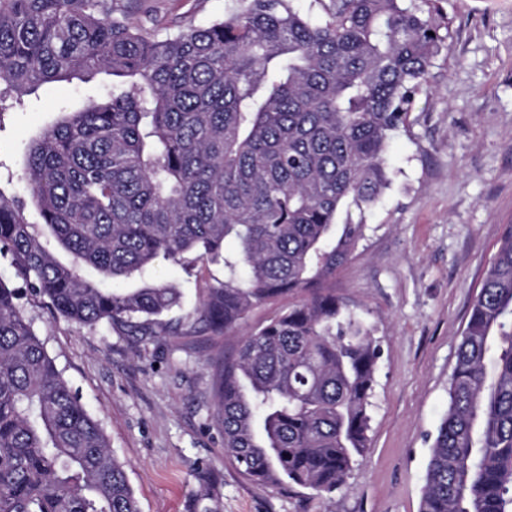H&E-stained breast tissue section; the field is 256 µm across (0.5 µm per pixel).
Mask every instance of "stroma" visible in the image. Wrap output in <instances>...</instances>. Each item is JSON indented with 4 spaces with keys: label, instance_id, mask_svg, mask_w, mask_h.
<instances>
[{
    "label": "stroma",
    "instance_id": "obj_1",
    "mask_svg": "<svg viewBox=\"0 0 512 512\" xmlns=\"http://www.w3.org/2000/svg\"><path fill=\"white\" fill-rule=\"evenodd\" d=\"M118 14L162 39L223 19L232 0H112ZM447 29L409 120L392 132V183L373 206L342 210L364 224L349 260L326 283L381 346L369 446L329 495L263 487L224 454L218 400L224 362L242 336L298 301L254 307L228 334L196 310L224 268L159 262L148 278L176 288L164 336H135L21 301L26 318L121 462L140 512H419L431 446L472 303L512 224V0H438ZM99 74L45 83L0 118V168L18 171L25 144L61 108L101 98Z\"/></svg>",
    "mask_w": 512,
    "mask_h": 512
}]
</instances>
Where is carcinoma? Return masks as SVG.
Instances as JSON below:
<instances>
[{"label":"carcinoma","instance_id":"cac0c4a2","mask_svg":"<svg viewBox=\"0 0 512 512\" xmlns=\"http://www.w3.org/2000/svg\"><path fill=\"white\" fill-rule=\"evenodd\" d=\"M433 0H234L164 39L108 0H0V118L40 85L113 77L107 95L28 144L26 203L0 191V253L62 317L165 336L175 288L155 260L224 262L197 314L227 333L250 310L309 298L224 363V454L263 486L341 487L368 448L381 350L321 281L363 238L337 223L389 186L385 151L445 43ZM231 240L235 249L224 250ZM68 256L56 258L53 246ZM512 504V224L458 344L419 512ZM0 512H140L122 463L0 280Z\"/></svg>","mask_w":512,"mask_h":512}]
</instances>
